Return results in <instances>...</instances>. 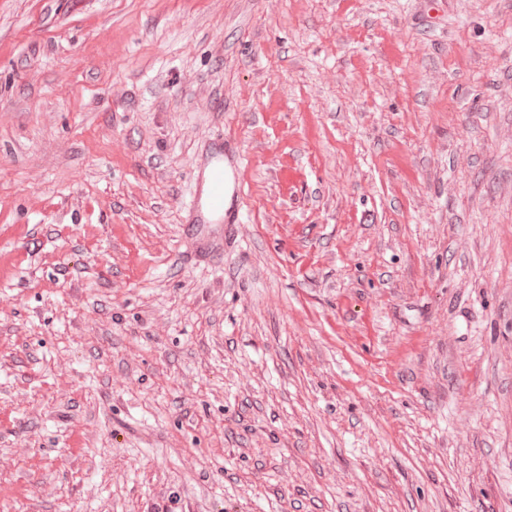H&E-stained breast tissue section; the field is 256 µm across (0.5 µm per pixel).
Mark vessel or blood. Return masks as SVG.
Masks as SVG:
<instances>
[{
	"mask_svg": "<svg viewBox=\"0 0 512 512\" xmlns=\"http://www.w3.org/2000/svg\"><path fill=\"white\" fill-rule=\"evenodd\" d=\"M192 165L196 176L188 199L181 205L185 223L211 231L240 223L245 202L239 152L225 147L223 138L218 137Z\"/></svg>",
	"mask_w": 512,
	"mask_h": 512,
	"instance_id": "b4317fda",
	"label": "vessel or blood"
}]
</instances>
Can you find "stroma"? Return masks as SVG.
Here are the masks:
<instances>
[{
    "mask_svg": "<svg viewBox=\"0 0 512 512\" xmlns=\"http://www.w3.org/2000/svg\"><path fill=\"white\" fill-rule=\"evenodd\" d=\"M0 259V512H512V0H0ZM191 163L196 176L188 199L181 203L184 224L224 232L222 224L242 223L245 202L239 152L224 147V135H219Z\"/></svg>",
    "mask_w": 512,
    "mask_h": 512,
    "instance_id": "35a3bbf8",
    "label": "stroma"
}]
</instances>
